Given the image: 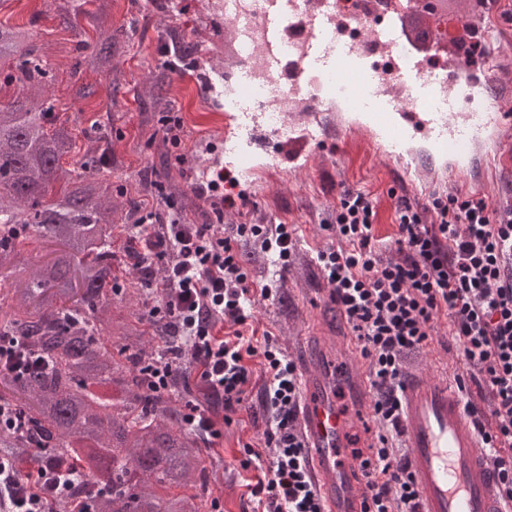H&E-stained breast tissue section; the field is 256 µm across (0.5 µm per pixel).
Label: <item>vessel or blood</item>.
I'll use <instances>...</instances> for the list:
<instances>
[{
	"label": "vessel or blood",
	"mask_w": 512,
	"mask_h": 512,
	"mask_svg": "<svg viewBox=\"0 0 512 512\" xmlns=\"http://www.w3.org/2000/svg\"><path fill=\"white\" fill-rule=\"evenodd\" d=\"M494 0H460L459 28L497 32ZM231 41L246 49L228 91L227 165L241 178L260 173L256 153L270 136L288 149V173L309 170L325 133L363 144L369 164L400 193L428 195L440 182L481 192L512 168V71L495 55L482 66L459 40L436 33L418 0H222ZM287 98L284 124L270 127L253 94L259 75ZM298 411L310 469L325 512H362L359 463L342 453L349 418L336 401L344 388L370 403V383H337L320 347L305 342ZM399 431L418 490L417 512H508L495 465L478 431L480 408L467 407L455 383L420 371L400 390Z\"/></svg>",
	"instance_id": "1"
}]
</instances>
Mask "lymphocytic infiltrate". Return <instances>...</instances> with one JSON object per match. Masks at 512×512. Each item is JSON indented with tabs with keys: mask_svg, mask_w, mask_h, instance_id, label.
Segmentation results:
<instances>
[{
	"mask_svg": "<svg viewBox=\"0 0 512 512\" xmlns=\"http://www.w3.org/2000/svg\"><path fill=\"white\" fill-rule=\"evenodd\" d=\"M253 213L244 196L235 224H188L154 210L125 225L121 261L139 274L146 317L165 322L174 338L147 366L149 386L167 392L178 369L232 413L248 406V360L262 356V436L270 458L267 479L249 488L252 512H322L297 423V365L271 333L255 335L252 326L256 304L275 302L284 286L296 228L254 222ZM375 220L369 194L344 191L326 225L333 243L315 258L330 301L369 362L372 416L381 430L361 462L370 512H416L408 460L388 435L398 428L404 358L429 345L442 317L450 322L457 358L471 371L457 381L461 392L480 387L482 441L499 471L502 497L512 501V206L447 191L422 202L402 197L397 232L383 248ZM243 242L275 258L278 279L252 278L239 250ZM76 473L51 460L24 472L0 458V512H47V499L68 494Z\"/></svg>",
	"mask_w": 512,
	"mask_h": 512,
	"instance_id": "obj_1",
	"label": "lymphocytic infiltrate"
}]
</instances>
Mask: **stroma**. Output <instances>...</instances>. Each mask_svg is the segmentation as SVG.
Segmentation results:
<instances>
[{"label": "stroma", "mask_w": 512, "mask_h": 512, "mask_svg": "<svg viewBox=\"0 0 512 512\" xmlns=\"http://www.w3.org/2000/svg\"><path fill=\"white\" fill-rule=\"evenodd\" d=\"M61 0H5L0 22L30 25L31 45L50 64L56 107L67 120L76 141L74 152L63 164L73 168L84 151L87 135L102 133L112 142V166L105 176L112 182V203L119 212L116 224L131 223L122 211L127 199L144 206L156 201L146 185L150 171H157L165 191L188 220L200 223H235L229 213H210L194 192L191 178L224 166V93L234 78L235 67L224 53V16L220 0H102L106 27L122 32L113 59L111 75L75 72L80 54L74 35L59 26L56 8ZM196 46L200 65L193 70L171 72L164 49L181 47L183 41ZM84 82L95 93L74 100L72 86ZM179 113L185 135L180 147L163 139L160 118ZM185 163H177L176 155ZM370 193L377 210L378 236L394 234L396 200L383 185L379 172L365 161L360 145L335 144L321 157L310 174L292 176L286 163L254 177L250 199L257 218L265 223L286 222L298 228L299 242L288 279L275 304L258 305L253 322L258 331H270L291 358H298L301 339L323 336L334 349L329 363L334 374L357 377L368 372V364L354 343L345 323L326 297L325 284L313 257L329 245L321 225L329 220L341 191ZM452 339L446 321H438L433 341L406 359L407 367L434 373L462 374L448 347ZM263 423L260 407L239 410L224 428L220 446L203 448L202 460L209 476L208 497L221 500L223 512H250L248 487L262 472L239 466L244 444H258Z\"/></svg>", "instance_id": "obj_1"}]
</instances>
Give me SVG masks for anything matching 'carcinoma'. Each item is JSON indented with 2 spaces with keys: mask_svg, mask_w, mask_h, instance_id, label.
<instances>
[{
  "mask_svg": "<svg viewBox=\"0 0 512 512\" xmlns=\"http://www.w3.org/2000/svg\"><path fill=\"white\" fill-rule=\"evenodd\" d=\"M104 25L99 12L59 7V26L79 38L80 65L112 72L117 38L92 49L80 40L79 16ZM31 29L0 23V73L19 84L0 103V268L36 232L54 246L28 270H10L0 329L20 338L48 368L8 378L0 401L24 412L26 425L0 432V454L37 469L33 448L80 468L84 478L51 512H206L198 436L187 429L173 394L152 392L142 371L143 309L112 308V181L107 148L87 139L79 166L63 168L74 139L58 122L44 61L29 52ZM122 340L118 352L102 333Z\"/></svg>",
  "mask_w": 512,
  "mask_h": 512,
  "instance_id": "1",
  "label": "carcinoma"
}]
</instances>
